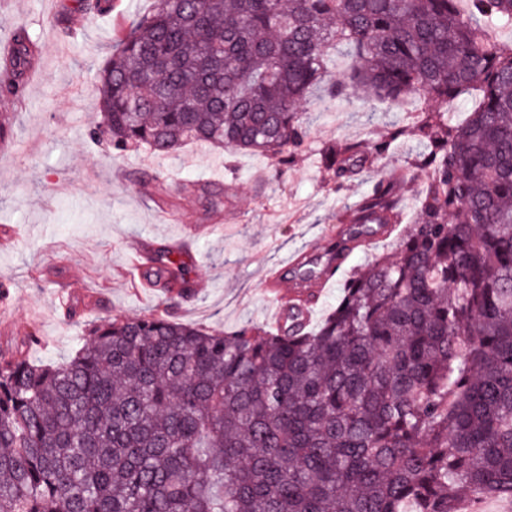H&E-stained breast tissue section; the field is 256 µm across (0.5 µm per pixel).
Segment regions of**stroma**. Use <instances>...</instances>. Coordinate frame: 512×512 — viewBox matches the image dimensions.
I'll return each mask as SVG.
<instances>
[{"instance_id": "stroma-1", "label": "stroma", "mask_w": 512, "mask_h": 512, "mask_svg": "<svg viewBox=\"0 0 512 512\" xmlns=\"http://www.w3.org/2000/svg\"><path fill=\"white\" fill-rule=\"evenodd\" d=\"M77 0H0V54L17 25L31 28L38 53L20 101L0 104L12 135L0 144V282L9 298L0 315L17 333L35 331L36 361L61 362L80 345L89 324L112 316L136 318L164 296L141 285L133 245L167 244L181 252L197 285L174 314L213 332L265 324L274 301L264 283L290 253L317 244L346 207L373 182L393 178L406 223L419 214L421 172L409 163L422 152L412 137L394 143L352 181L336 183L320 148L339 140L371 141L409 115L364 97L332 98L319 91L303 102L308 144L295 163L277 171L260 154L189 145L163 166L185 189L166 206L141 191L153 168L144 154L116 156L89 137L99 122L94 74L112 53L117 28L148 13L153 0H118L111 14L86 17ZM71 10L77 29L63 38L61 15ZM221 188L224 219L214 223L205 185ZM90 295L100 303L66 320L59 298Z\"/></svg>"}]
</instances>
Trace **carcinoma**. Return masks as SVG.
I'll use <instances>...</instances> for the list:
<instances>
[{
	"mask_svg": "<svg viewBox=\"0 0 512 512\" xmlns=\"http://www.w3.org/2000/svg\"><path fill=\"white\" fill-rule=\"evenodd\" d=\"M114 0H79L85 16ZM512 0H155L97 69L90 136L165 160L188 143L290 165L325 87L431 107L320 149L336 184L405 135L426 151L419 220L376 181L344 224L396 232L311 329L216 334L173 316L184 263L155 250L164 310L88 325L66 361L32 331L0 351V512H467L512 501ZM351 64L327 83L331 45ZM36 40L12 35L0 97ZM479 105L462 123L449 107Z\"/></svg>",
	"mask_w": 512,
	"mask_h": 512,
	"instance_id": "carcinoma-1",
	"label": "carcinoma"
}]
</instances>
